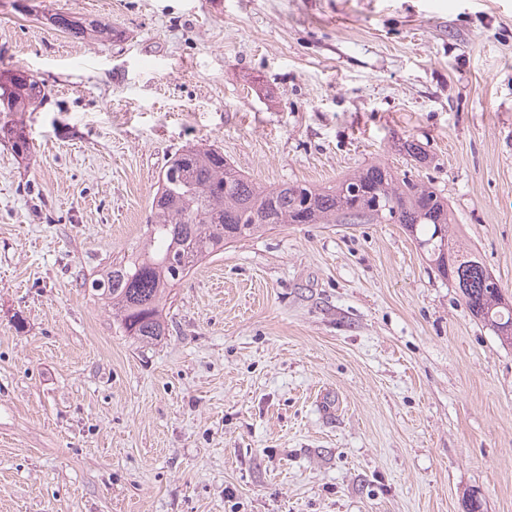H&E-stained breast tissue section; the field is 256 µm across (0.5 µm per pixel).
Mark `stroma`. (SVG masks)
I'll return each instance as SVG.
<instances>
[{
	"label": "stroma",
	"instance_id": "obj_1",
	"mask_svg": "<svg viewBox=\"0 0 512 512\" xmlns=\"http://www.w3.org/2000/svg\"><path fill=\"white\" fill-rule=\"evenodd\" d=\"M13 69L46 97L0 141V512H512V348L401 225L234 243L147 346L84 286L202 143L264 187L432 184L512 297V0H0ZM47 20L51 25L75 38L111 35L116 32L112 24L98 19H89L72 12H55ZM1 140L10 144L11 150L19 157L26 158L31 151V144L22 126L13 124L6 129V125L0 126Z\"/></svg>",
	"mask_w": 512,
	"mask_h": 512
}]
</instances>
